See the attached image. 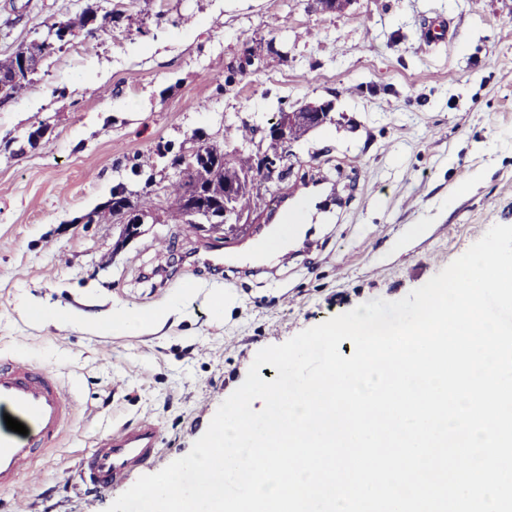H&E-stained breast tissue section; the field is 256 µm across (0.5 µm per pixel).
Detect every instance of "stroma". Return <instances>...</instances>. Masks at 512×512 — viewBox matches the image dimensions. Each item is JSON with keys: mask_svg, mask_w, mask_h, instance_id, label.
Wrapping results in <instances>:
<instances>
[{"mask_svg": "<svg viewBox=\"0 0 512 512\" xmlns=\"http://www.w3.org/2000/svg\"><path fill=\"white\" fill-rule=\"evenodd\" d=\"M98 19L44 56L0 104V356L55 368L79 405L0 512H106L123 492L78 487L73 468L108 429L150 419L155 469L189 453L256 353L382 298L395 301L512 225V0H0V61L51 22ZM330 103L292 144L286 175L257 183L233 235L169 223L151 185L194 131L263 127L279 110ZM325 181L340 198L288 231L277 202ZM125 185L154 218L87 216ZM223 295L216 317L209 298ZM49 304L160 326L91 332L30 319ZM170 315L169 310L159 311L156 315L149 319H144L136 315H124L118 318H113L112 327H120L126 330H136L150 324L161 323L165 321Z\"/></svg>", "mask_w": 512, "mask_h": 512, "instance_id": "stroma-1", "label": "stroma"}]
</instances>
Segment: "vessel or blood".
<instances>
[{"mask_svg":"<svg viewBox=\"0 0 512 512\" xmlns=\"http://www.w3.org/2000/svg\"><path fill=\"white\" fill-rule=\"evenodd\" d=\"M77 411L52 368L26 359L0 358V417L10 415L28 429L21 435L0 420V490L18 488L44 452L45 442L66 434ZM157 439L158 429L148 419L97 438L76 463L80 483L94 491L124 483L132 472L153 465Z\"/></svg>","mask_w":512,"mask_h":512,"instance_id":"b4317fda","label":"vessel or blood"}]
</instances>
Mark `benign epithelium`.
<instances>
[{"mask_svg":"<svg viewBox=\"0 0 512 512\" xmlns=\"http://www.w3.org/2000/svg\"><path fill=\"white\" fill-rule=\"evenodd\" d=\"M331 104L319 106L307 105L292 112H285L281 117L271 122L263 129V139L269 141L272 152L265 153L261 180L270 182L274 176H282L277 161L281 159V150L290 147L298 140V131L319 127L330 119ZM206 158V154L195 147L187 153H181L172 160V166L181 172L184 180V192L176 201V205L194 218H201L215 231L232 233L242 222L237 214L234 200L238 184L228 182L224 186V197L214 198L191 178V173L198 162ZM128 189L120 184L112 189V209L122 216V231L116 248H122L127 242L141 234V227L154 214L142 208L128 206Z\"/></svg>","mask_w":512,"mask_h":512,"instance_id":"1","label":"benign epithelium"}]
</instances>
